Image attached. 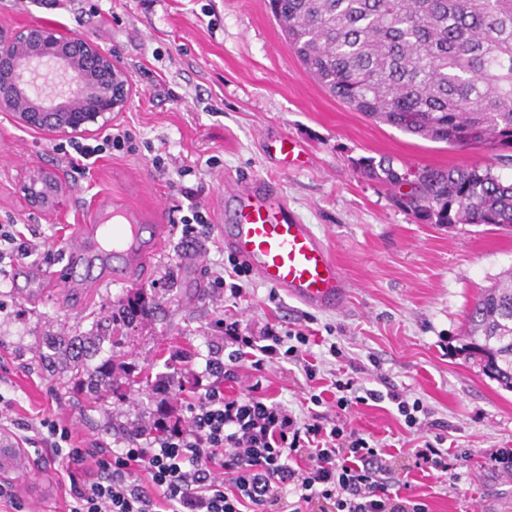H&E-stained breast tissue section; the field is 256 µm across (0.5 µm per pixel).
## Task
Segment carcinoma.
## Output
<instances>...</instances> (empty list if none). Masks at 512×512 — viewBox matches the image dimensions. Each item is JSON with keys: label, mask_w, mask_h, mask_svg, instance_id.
Wrapping results in <instances>:
<instances>
[{"label": "carcinoma", "mask_w": 512, "mask_h": 512, "mask_svg": "<svg viewBox=\"0 0 512 512\" xmlns=\"http://www.w3.org/2000/svg\"><path fill=\"white\" fill-rule=\"evenodd\" d=\"M306 74L375 123L456 147H480L512 162V0H271ZM368 178L397 185L385 157L358 161ZM398 201L431 224L512 227V182L485 166H416ZM150 311L135 294L113 323ZM96 336H77L43 356L61 361L76 389L106 403L123 398L109 353L90 368ZM462 350L483 374L512 389V273L483 289L467 315Z\"/></svg>", "instance_id": "obj_1"}]
</instances>
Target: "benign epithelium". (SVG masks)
<instances>
[{"label": "benign epithelium", "mask_w": 512, "mask_h": 512, "mask_svg": "<svg viewBox=\"0 0 512 512\" xmlns=\"http://www.w3.org/2000/svg\"><path fill=\"white\" fill-rule=\"evenodd\" d=\"M39 78L67 91L35 92ZM130 92L127 74L99 43L55 25L0 27V112L12 113L21 126L55 138L93 135L125 109ZM27 193L47 209L60 203L63 188L56 177L34 171Z\"/></svg>", "instance_id": "benign-epithelium-1"}]
</instances>
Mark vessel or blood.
Wrapping results in <instances>:
<instances>
[{
    "mask_svg": "<svg viewBox=\"0 0 512 512\" xmlns=\"http://www.w3.org/2000/svg\"><path fill=\"white\" fill-rule=\"evenodd\" d=\"M234 221L219 225L225 248L257 280L314 310L338 308L347 282L326 243L300 221L287 200L266 179L232 192ZM171 231L167 224H143L130 209L101 205L91 223L77 226L61 270L48 282L73 288L111 282L130 285V271L148 263L152 246Z\"/></svg>",
    "mask_w": 512,
    "mask_h": 512,
    "instance_id": "vessel-or-blood-1",
    "label": "vessel or blood"
}]
</instances>
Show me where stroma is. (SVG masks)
<instances>
[{
  "label": "stroma",
  "mask_w": 512,
  "mask_h": 512,
  "mask_svg": "<svg viewBox=\"0 0 512 512\" xmlns=\"http://www.w3.org/2000/svg\"><path fill=\"white\" fill-rule=\"evenodd\" d=\"M50 23L109 48L127 73L131 99L112 122L128 129L135 150L75 166L57 142L0 112V224H14L41 247L0 264V439L21 447L8 419L54 415L73 422L74 443L121 447L126 430L148 421L159 402L173 417L185 408L175 393L133 385L106 408L81 403L65 373L48 375L37 355L48 336L94 332L129 288L72 294L41 283L58 269L73 225L95 203L134 208L142 223L170 219L182 190L209 216L226 180L258 177L276 184L289 207L329 246L348 283L339 309L319 312L250 280L246 319L329 334L364 366L368 387L388 379L419 397L450 425L452 449L470 460L458 475L412 471L406 480L429 512H512V477L489 456L512 448V391L483 375L461 353L467 312L481 289L512 270V231L491 224H429L394 200L395 191L365 177L357 161L387 157L395 169L488 162L480 148H458L368 120L327 94L304 72L274 20L269 0H0V26ZM292 137L298 159L282 169L278 141ZM65 185L62 203L32 207L24 185L33 170ZM228 253L216 229L198 242L164 238L150 265L131 272L156 310L121 339L124 368H150L177 381L183 356L200 363L222 344L224 291L212 287ZM365 437L392 444L400 464L419 440L389 402L355 409ZM28 512H66L54 468L0 466Z\"/></svg>",
  "instance_id": "1"
}]
</instances>
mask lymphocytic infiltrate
I'll return each instance as SVG.
<instances>
[{
    "mask_svg": "<svg viewBox=\"0 0 512 512\" xmlns=\"http://www.w3.org/2000/svg\"><path fill=\"white\" fill-rule=\"evenodd\" d=\"M115 127L101 139L58 145L63 157L90 160L130 144ZM227 357L210 353L193 373L182 424L159 417L152 429L130 428L123 447L79 448L63 421L17 420L21 441L34 454L51 449L65 461L60 485L68 512H428L401 493L400 470L385 443L352 427L353 407L395 405L407 431L423 433L415 468L444 474L464 457L447 448L448 424L421 398L396 386L367 387L345 367L330 371L332 398L308 393L307 411L267 396L260 376L289 364L307 382L321 378L312 361L309 328H255L235 315L220 320ZM241 390L227 394L225 382Z\"/></svg>",
    "mask_w": 512,
    "mask_h": 512,
    "instance_id": "obj_1",
    "label": "lymphocytic infiltrate"
}]
</instances>
